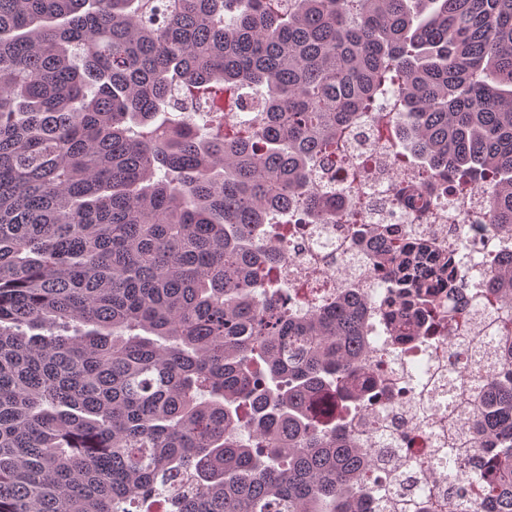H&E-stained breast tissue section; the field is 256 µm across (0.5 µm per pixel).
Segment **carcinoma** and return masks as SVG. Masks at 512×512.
<instances>
[{
    "label": "carcinoma",
    "instance_id": "1",
    "mask_svg": "<svg viewBox=\"0 0 512 512\" xmlns=\"http://www.w3.org/2000/svg\"><path fill=\"white\" fill-rule=\"evenodd\" d=\"M255 121L224 118L241 90ZM395 206L478 194L512 233V0H0V512H386L348 426L414 312L453 326L464 249L385 224L325 298L276 268L309 224H367L313 174L387 94ZM400 233L410 245H384ZM512 306V259L484 255ZM461 365L448 512H512V327Z\"/></svg>",
    "mask_w": 512,
    "mask_h": 512
}]
</instances>
